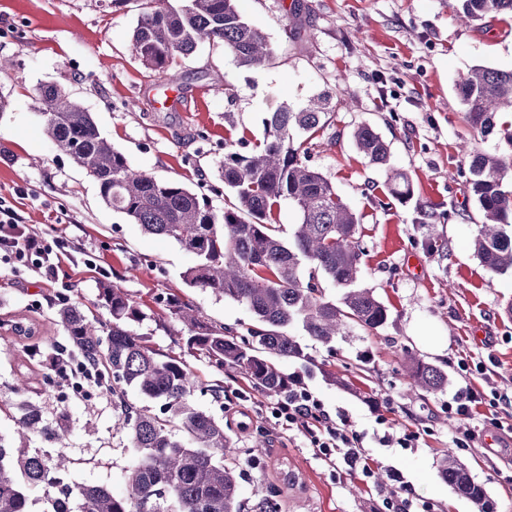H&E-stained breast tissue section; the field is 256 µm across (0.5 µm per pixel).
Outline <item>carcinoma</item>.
I'll use <instances>...</instances> for the list:
<instances>
[{"mask_svg": "<svg viewBox=\"0 0 512 512\" xmlns=\"http://www.w3.org/2000/svg\"><path fill=\"white\" fill-rule=\"evenodd\" d=\"M464 23L489 14H512V0H458ZM239 0H148L139 15L130 51L145 67L172 81L173 64L201 44H220L236 63L248 69L264 66L271 51L264 30L250 23ZM456 89L471 128L485 138L494 133L498 115L512 112V70L477 67L459 75ZM45 131L56 149L67 155L98 186L103 203L139 224L149 234L174 240L196 256L183 273L185 283L216 297L244 303L255 323L239 334L207 324L194 306L178 294L163 301L169 315L188 329V350H197L219 368L240 371L254 390L288 394L285 361L306 359L288 328L329 344L351 324L373 330L385 324L387 308L369 288L357 286L364 249L357 237L359 219L338 196L332 183L306 163L305 141L330 109L323 94L294 110L280 105L263 120V138L254 147L229 149L216 175L233 195L222 211L185 183L158 178L133 168L127 157L102 136L92 113L55 85L39 88ZM352 138L374 165L389 160V146L369 124L361 123ZM509 149L468 154V184L483 213L472 245L482 266L494 274L512 272V132ZM392 194L408 196L406 173L394 171ZM295 205L299 222L285 239L268 223L281 202ZM344 289L339 303L325 299L323 283ZM98 301L112 315L100 321L75 303L58 305L56 319L66 348L52 356L67 358L74 350L96 360L109 385L119 421L127 429L138 458L128 474V491L116 496L104 486L64 482L73 464L48 450L14 447L0 439V512H30L29 493L41 490L50 512H245L238 489L241 468L224 422L189 402L198 381L180 357L164 359L131 328L143 312L120 288L104 284ZM414 385L440 389L445 373L420 360L413 362ZM133 386L161 403L166 418L124 399ZM16 423L22 436L36 435L54 446L66 435L68 416L53 419L28 400L17 403ZM440 475L471 500L478 512H490L484 487L465 466L447 456Z\"/></svg>", "mask_w": 512, "mask_h": 512, "instance_id": "carcinoma-1", "label": "carcinoma"}]
</instances>
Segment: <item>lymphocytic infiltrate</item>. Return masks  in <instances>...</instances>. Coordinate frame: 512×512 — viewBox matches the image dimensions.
<instances>
[{"label": "lymphocytic infiltrate", "mask_w": 512, "mask_h": 512, "mask_svg": "<svg viewBox=\"0 0 512 512\" xmlns=\"http://www.w3.org/2000/svg\"><path fill=\"white\" fill-rule=\"evenodd\" d=\"M66 254L65 246H49L43 238L30 233L16 206L0 197V268L31 271L68 291L71 283L59 280ZM483 400L482 393L468 386L458 388L449 400L448 419L457 426L455 447H469L473 434L466 423ZM271 413L283 429L307 439L313 456L332 467L339 479L374 483L377 469L386 468L387 483L374 484L382 512H432L431 504L416 496L399 468L383 466L365 449V435L352 428L347 410L340 407L329 412L300 374H289L288 394L273 406Z\"/></svg>", "instance_id": "obj_1"}]
</instances>
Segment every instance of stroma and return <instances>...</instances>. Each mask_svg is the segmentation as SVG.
I'll list each match as a JSON object with an SVG mask.
<instances>
[{"mask_svg":"<svg viewBox=\"0 0 512 512\" xmlns=\"http://www.w3.org/2000/svg\"><path fill=\"white\" fill-rule=\"evenodd\" d=\"M293 1L241 0L245 18L268 36L272 56L263 70L238 67L222 47L201 45L179 59L177 97L168 102L164 81L129 51L143 0H0V59L12 62L0 70V96L8 101L0 111V196L13 200L48 244L67 243L74 261L62 274L75 285L72 301L96 303L102 278L83 264L96 258L110 269V284L145 312L135 328L148 344L164 356L182 353L199 383L191 403L223 421L239 456L258 454L259 467L239 485L247 512L270 496L279 512H378L376 493L338 480L302 437L276 423L273 398L257 395L244 416L212 398L211 384L242 390L249 384L185 350L188 333L162 299L180 293L208 324L238 330L251 323V311L188 287L181 275L195 263L193 254L145 233L101 201L97 185L53 148L36 93L50 84L70 92L134 168L182 181L221 210L232 199L215 175L226 145L258 142L271 107L297 109L331 91L333 110L308 141V162L357 214L365 251L359 284L387 306L388 319L372 331L350 327L327 345L291 329L307 358L286 362L283 370L303 374L328 408H346L357 430L372 429L380 416L393 436L419 431L415 449H377L384 463L378 482H387L385 468L393 465L435 512H477L439 474L450 453L485 488L494 512H512L506 480L512 434L487 422L489 399L512 395V315L506 312L512 275L490 273L475 257L472 239L482 215L460 171L462 145L499 152L507 147V130L497 127L478 140L455 88L459 74L477 65L512 70V16L491 14L467 25L453 0H297V9ZM228 113L233 123H226ZM361 123L387 141V166L358 153L352 131ZM393 169L408 175L409 198L393 195ZM19 189L25 198L16 197ZM425 209L436 214L432 248L420 224ZM56 308L54 286L27 271L0 270V438L16 440L13 406L20 399L35 402L50 419L66 412L69 433L58 446L74 460L66 482L124 494L138 452L119 424L111 393L93 388L78 395L64 382L46 381L24 356L25 338L7 328L13 321L31 325L35 340L54 350L66 342ZM416 359L445 373L441 389L426 393L414 386ZM466 363L482 364L483 374L466 378ZM467 381L486 402L471 422L470 448L461 450L452 443L448 402Z\"/></svg>","mask_w":512,"mask_h":512,"instance_id":"1","label":"stroma"}]
</instances>
